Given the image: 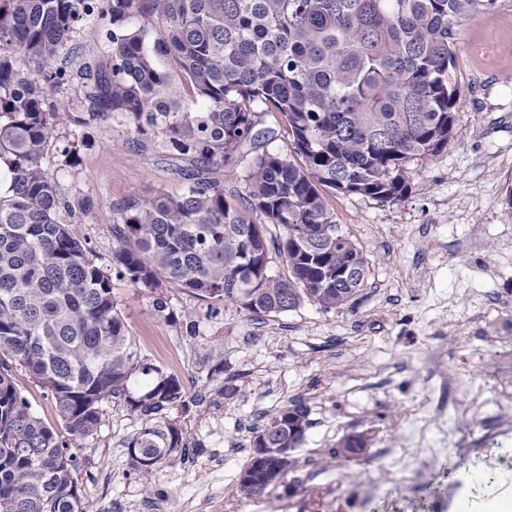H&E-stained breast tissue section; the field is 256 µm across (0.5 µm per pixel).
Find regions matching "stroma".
Here are the masks:
<instances>
[{
  "instance_id": "obj_1",
  "label": "stroma",
  "mask_w": 512,
  "mask_h": 512,
  "mask_svg": "<svg viewBox=\"0 0 512 512\" xmlns=\"http://www.w3.org/2000/svg\"><path fill=\"white\" fill-rule=\"evenodd\" d=\"M112 29L107 9L83 25L63 56L68 71L101 57ZM455 47L457 134L414 172L408 197L380 205L328 194L339 235L370 264L354 303L323 312L303 303L255 316L235 302L172 290L171 316L158 315L151 291L113 278V295L146 363L181 381L185 403L172 415L190 449L150 474L134 470L126 443L140 425L124 397L103 401L98 430L71 437L51 394L13 366L12 377L38 415L76 455L81 512H452L465 475L481 484L489 512L512 504V438L439 454L425 473L401 467L407 409L427 381L451 378L469 358L471 392L494 412L488 373L512 321V0L497 15L460 19ZM79 80L59 85V112L45 165L68 199L69 215L97 264H112V227L131 198L180 193L184 164L160 139L136 137L127 120L74 126L64 108L80 103ZM195 321V334L186 324ZM294 399L309 408L304 441L284 479L262 494L238 488L253 431ZM352 433L365 454L336 457Z\"/></svg>"
}]
</instances>
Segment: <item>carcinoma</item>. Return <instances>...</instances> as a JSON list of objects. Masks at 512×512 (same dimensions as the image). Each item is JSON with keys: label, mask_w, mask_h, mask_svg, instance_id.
Wrapping results in <instances>:
<instances>
[{"label": "carcinoma", "mask_w": 512, "mask_h": 512, "mask_svg": "<svg viewBox=\"0 0 512 512\" xmlns=\"http://www.w3.org/2000/svg\"><path fill=\"white\" fill-rule=\"evenodd\" d=\"M103 2L110 64L85 65L87 108L68 120L118 113L138 134H161L191 164L189 183L129 200L113 227L112 270L96 264L61 218L73 204L43 166L47 91L68 81L57 60L95 0H0V512H79L81 499L77 458L16 388L14 363L51 393L77 438L97 431L105 398L125 396L141 415L130 465L145 475L189 447L171 417L183 386L138 356L112 275L154 292L160 315L170 288L252 314L354 303L369 263L336 233L325 192L407 198L410 164L454 136L457 23L500 0ZM175 71L193 91L184 105L169 92ZM273 114L302 163L264 149ZM248 155L238 206L207 173L219 163L234 173ZM265 432L271 455L248 473L280 465L288 407L256 436Z\"/></svg>", "instance_id": "cac0c4a2"}]
</instances>
